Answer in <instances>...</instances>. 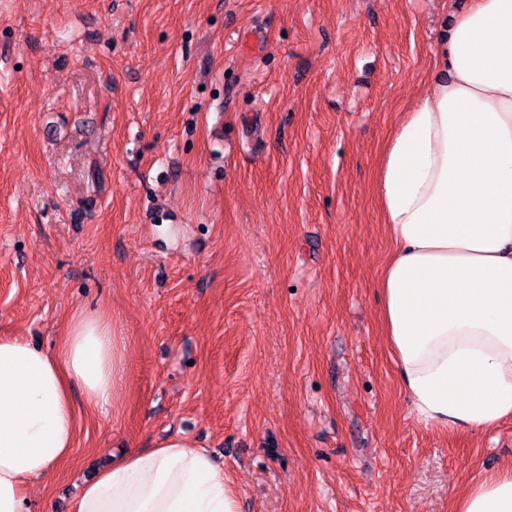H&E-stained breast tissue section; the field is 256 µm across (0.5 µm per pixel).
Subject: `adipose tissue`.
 Segmentation results:
<instances>
[{
  "instance_id": "ef3b65f1",
  "label": "adipose tissue",
  "mask_w": 512,
  "mask_h": 512,
  "mask_svg": "<svg viewBox=\"0 0 512 512\" xmlns=\"http://www.w3.org/2000/svg\"><path fill=\"white\" fill-rule=\"evenodd\" d=\"M440 76L401 113L376 171L393 243L382 323L416 422L482 433L512 419V0L451 13ZM121 356L108 321L87 314L58 351L0 337V512H30L28 489L66 462L75 394L111 404ZM73 512H239L202 448L171 438L86 480ZM455 512H512V466Z\"/></svg>"
}]
</instances>
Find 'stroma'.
<instances>
[{
	"instance_id": "stroma-1",
	"label": "stroma",
	"mask_w": 512,
	"mask_h": 512,
	"mask_svg": "<svg viewBox=\"0 0 512 512\" xmlns=\"http://www.w3.org/2000/svg\"><path fill=\"white\" fill-rule=\"evenodd\" d=\"M448 24L443 0H0V336L52 351L101 313L123 361L33 512L170 437L240 512H454L512 463V420H414L380 320L374 175Z\"/></svg>"
}]
</instances>
